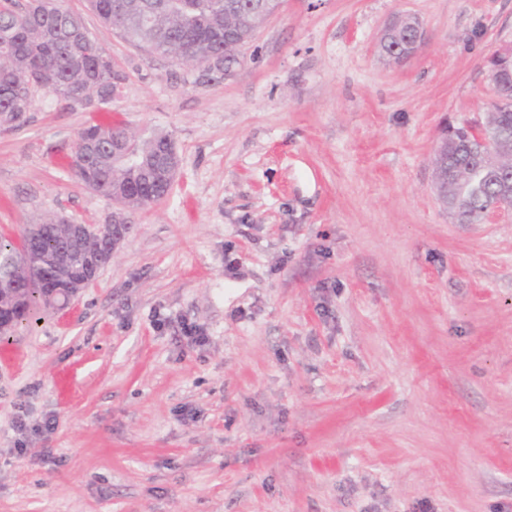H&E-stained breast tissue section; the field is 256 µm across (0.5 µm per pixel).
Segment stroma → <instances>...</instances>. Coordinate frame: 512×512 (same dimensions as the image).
Returning <instances> with one entry per match:
<instances>
[{"mask_svg": "<svg viewBox=\"0 0 512 512\" xmlns=\"http://www.w3.org/2000/svg\"><path fill=\"white\" fill-rule=\"evenodd\" d=\"M63 5L123 80L0 125V235L111 222L70 168L86 126L169 134L179 171L0 343V512H512V222L458 223L432 166L496 98L512 0H285L229 78Z\"/></svg>", "mask_w": 512, "mask_h": 512, "instance_id": "1", "label": "stroma"}]
</instances>
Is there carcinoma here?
I'll list each match as a JSON object with an SVG mask.
<instances>
[{"instance_id": "obj_1", "label": "carcinoma", "mask_w": 512, "mask_h": 512, "mask_svg": "<svg viewBox=\"0 0 512 512\" xmlns=\"http://www.w3.org/2000/svg\"><path fill=\"white\" fill-rule=\"evenodd\" d=\"M260 0H155L161 6L148 22L130 9L132 0H89L90 7L103 23L110 27L121 24V35L128 41L152 45V53L168 57L178 63L195 49L218 56L224 67L238 65L233 44L244 39L252 27L262 21ZM27 5L20 0H0V124L20 127L27 112L41 94L40 68L46 60L55 63V76L61 87L57 97L72 100L75 95L94 96L105 91L116 92L122 75L115 69L109 54H100L102 47L89 32L83 41L51 42L43 26L26 18ZM43 12L56 15L62 26L83 28L80 20L65 9L60 0H39ZM98 69L100 81L84 79V70ZM101 134L109 145L118 149L105 151L90 167L75 173L88 188L112 198L113 189L129 174L123 160L127 152L139 162L150 161L154 151L167 146L175 148L167 134H153L138 138L118 127L89 126L78 137L93 138ZM507 138L512 142V104L499 109L496 126L485 130V137ZM454 141L448 144V167L459 170H480L479 179L458 182L451 194L455 209L467 224H477L483 212L499 203L502 185L512 182V168L498 174L486 170V146L472 126H457ZM65 219L51 218L29 230L17 248L8 240H0V277L9 286L10 293L0 304L4 312L14 315L16 321L30 320L36 314L55 307L68 296L69 282L52 276L40 279L33 267L44 259L64 257L72 273H77L87 242L65 235Z\"/></svg>"}]
</instances>
